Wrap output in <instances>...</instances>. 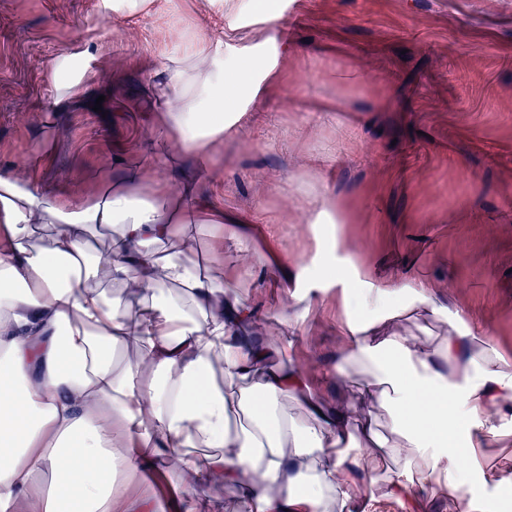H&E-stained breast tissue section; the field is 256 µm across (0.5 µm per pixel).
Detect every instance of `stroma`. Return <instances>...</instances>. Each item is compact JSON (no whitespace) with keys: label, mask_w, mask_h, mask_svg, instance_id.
<instances>
[{"label":"stroma","mask_w":512,"mask_h":512,"mask_svg":"<svg viewBox=\"0 0 512 512\" xmlns=\"http://www.w3.org/2000/svg\"><path fill=\"white\" fill-rule=\"evenodd\" d=\"M264 22L252 0H0V172L72 199L116 174V156L143 158L153 98L146 63L193 42L235 46L277 37L280 81L251 104L237 134L214 149L202 189L225 209L261 217L256 253L238 257L207 225L198 251L224 253L245 273L240 294L266 321L294 297L309 332L279 353L327 399L359 377L328 373L342 347L336 292L316 269L325 227L299 207L314 187L346 204L338 263L366 285L418 278L439 305L476 320L512 355V0H276ZM76 56L95 81L81 105L54 104L49 64ZM298 256L296 291L273 285L257 255ZM496 477L473 484L476 512L512 507V447ZM167 469L122 479L112 512L155 493L175 506Z\"/></svg>","instance_id":"35a3bbf8"}]
</instances>
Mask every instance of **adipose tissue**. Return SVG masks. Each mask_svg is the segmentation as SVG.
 <instances>
[{"label":"adipose tissue","instance_id":"adipose-tissue-1","mask_svg":"<svg viewBox=\"0 0 512 512\" xmlns=\"http://www.w3.org/2000/svg\"><path fill=\"white\" fill-rule=\"evenodd\" d=\"M278 55L272 39L228 54L198 44L146 66L159 102L148 160L81 200L0 174V499L46 473L41 512H112L124 472L173 456L181 512H214L198 485L234 487L254 512H367L356 479L385 459L414 466L388 471L387 496L414 483L458 491L484 474L482 448L512 438L495 425L512 408V359L478 341V326L452 310L456 333L431 343L383 332L392 318L438 314L424 283L367 288L327 265L339 362L362 374L354 399L329 404L303 371L272 364L223 256L193 254L195 224L242 252L254 243L246 218L201 198V178L216 141L278 79ZM38 224L55 234L34 239ZM114 225L94 252L88 228ZM102 271L131 289L130 313L95 285ZM127 346L137 357L117 365ZM290 398L310 424L282 409Z\"/></svg>","mask_w":512,"mask_h":512}]
</instances>
